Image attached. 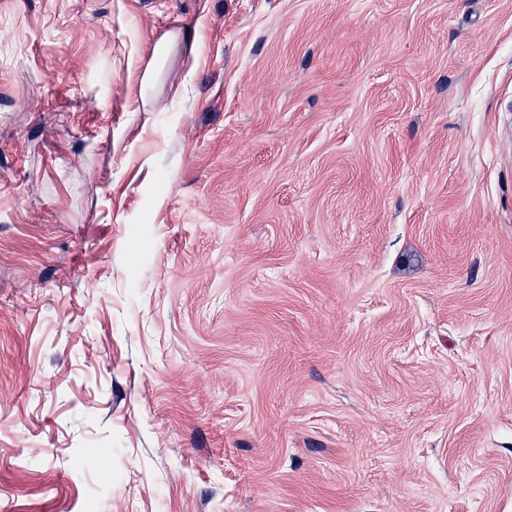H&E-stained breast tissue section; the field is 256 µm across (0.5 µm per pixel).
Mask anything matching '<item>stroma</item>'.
I'll return each instance as SVG.
<instances>
[{"label":"stroma","instance_id":"obj_1","mask_svg":"<svg viewBox=\"0 0 512 512\" xmlns=\"http://www.w3.org/2000/svg\"><path fill=\"white\" fill-rule=\"evenodd\" d=\"M0 512H512V0H0Z\"/></svg>","mask_w":512,"mask_h":512}]
</instances>
